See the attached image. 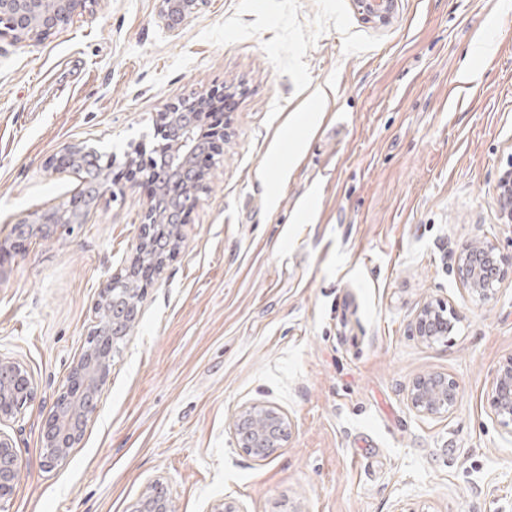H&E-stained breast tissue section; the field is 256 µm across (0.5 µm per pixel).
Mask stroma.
<instances>
[{
	"mask_svg": "<svg viewBox=\"0 0 512 512\" xmlns=\"http://www.w3.org/2000/svg\"><path fill=\"white\" fill-rule=\"evenodd\" d=\"M158 0H86L41 39L0 35V354L33 402L0 428L22 465L10 512H129L162 481L176 512H512V436L489 391L512 353V273L472 300L449 257L477 236L512 254L497 183L512 163V0H398L365 23L352 0H209L179 34ZM480 55H473L475 46ZM245 88L232 138L148 285L98 408L66 461L41 432L133 257L145 204L125 173L167 103ZM86 142L123 199L16 249L14 224L68 206L48 161ZM458 320L429 345L424 300ZM453 379L449 414L409 406L414 378ZM253 402L293 422L267 459L236 446Z\"/></svg>",
	"mask_w": 512,
	"mask_h": 512,
	"instance_id": "obj_1",
	"label": "stroma"
}]
</instances>
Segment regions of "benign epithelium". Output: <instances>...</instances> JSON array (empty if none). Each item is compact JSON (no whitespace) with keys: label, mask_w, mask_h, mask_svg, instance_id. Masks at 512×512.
Returning a JSON list of instances; mask_svg holds the SVG:
<instances>
[{"label":"benign epithelium","mask_w":512,"mask_h":512,"mask_svg":"<svg viewBox=\"0 0 512 512\" xmlns=\"http://www.w3.org/2000/svg\"><path fill=\"white\" fill-rule=\"evenodd\" d=\"M80 0H0V20L15 29L18 39L45 37L58 26L70 21ZM358 13L376 25L389 24L395 15L396 0H353ZM208 5V0H159L158 16L163 26L177 34L183 26ZM240 94L233 85L215 87L206 96L191 103L176 102L165 112L166 139L157 146L165 165L163 170H151L141 183L151 189L162 186L165 199L175 201L186 183H201L207 172L202 161L224 153L226 129H208L207 116L211 105ZM95 148L83 143L63 145L59 154L49 160L58 166L78 160ZM155 193H149L144 208L134 254L127 272L138 271V258L151 250L157 231L152 224V204ZM500 217L512 223V165L500 176L497 184ZM191 207H174L170 230L175 243L182 242L184 226ZM69 223L67 211L55 210L43 214L33 224L23 221L13 226L16 241L41 235L55 224ZM512 258L506 259L494 241L475 239L461 247L455 257V272L462 287L472 298L488 302L496 298L498 284ZM126 275L118 273L103 289L102 298L112 300V330L100 334L73 366L66 387L53 403L49 422L41 440L43 465L52 468L63 462L70 449L84 437L88 418L97 410L103 385L111 370V340L122 335V324L134 311L122 297ZM457 314L442 300H426L416 312L412 326L416 336L433 345L444 339L454 328ZM407 402L420 416L434 417L447 414L458 404L459 391L455 381L438 374L420 375L407 389ZM28 372L24 365L12 358L0 356V423L22 413L33 401ZM490 407L496 423L512 434V353L496 368L490 390ZM233 435L237 447L245 454L258 453L269 458L285 447L292 432V423L279 408L262 402L242 406L233 419ZM21 474V464L13 437L0 430V512H8L6 504L12 500ZM131 512H175L166 489L160 482L150 486L132 504Z\"/></svg>","instance_id":"obj_1"}]
</instances>
